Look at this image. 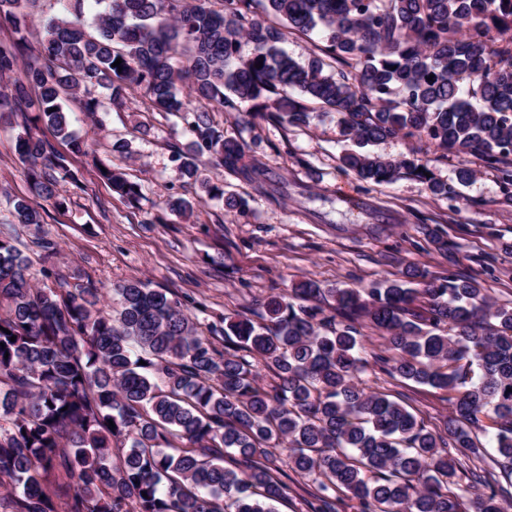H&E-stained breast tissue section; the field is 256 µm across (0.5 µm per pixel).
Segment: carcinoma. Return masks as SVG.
Listing matches in <instances>:
<instances>
[{"label":"carcinoma","instance_id":"cac0c4a2","mask_svg":"<svg viewBox=\"0 0 512 512\" xmlns=\"http://www.w3.org/2000/svg\"><path fill=\"white\" fill-rule=\"evenodd\" d=\"M57 2L22 76L11 78L21 43L0 41V119L33 112L76 154L92 148L71 130L62 95L108 90L86 102L102 127L131 84L191 136L190 152L172 155L182 177L198 180L205 155L269 193L267 169L188 106L186 83L199 100L285 128L309 124L305 101L327 106L352 144L343 170L365 182L409 175L457 201L456 185L473 178L462 168L448 183L414 151L368 149L389 139L490 164L512 155V0H94L90 22L87 0ZM37 3L0 0V17L18 31ZM294 33L319 37L305 63L281 47ZM16 152L35 192L54 196L51 145L27 130ZM98 176L138 201L124 174ZM14 212L43 223L22 200ZM54 277L56 287H35L27 257L0 237V512H273L282 463L313 478L311 512L346 499L355 512H512V308L478 281L450 268L365 288L301 282L266 302L267 324L224 318L221 351L166 290L127 280L107 313L91 281ZM325 295L328 315L308 304ZM361 323L383 332L380 348L365 351ZM254 360L273 383H259ZM370 371L448 392L445 428L372 390ZM491 429L494 455L478 438Z\"/></svg>","mask_w":512,"mask_h":512}]
</instances>
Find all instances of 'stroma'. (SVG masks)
<instances>
[{"label": "stroma", "mask_w": 512, "mask_h": 512, "mask_svg": "<svg viewBox=\"0 0 512 512\" xmlns=\"http://www.w3.org/2000/svg\"><path fill=\"white\" fill-rule=\"evenodd\" d=\"M85 101V94H70L64 105L77 135L93 142L94 158L72 153L45 124L32 128L51 141L59 161L51 198L30 187L15 150L19 126L0 124V237L11 238L31 260L39 286H52L54 278L45 271L34 230L13 216L19 199L43 215L42 229L58 247L55 270L107 291L142 279L176 296L206 334L237 313L258 318L270 297L288 295L305 280L323 288H360L401 277L409 268L438 278L447 274L452 257L457 271L512 307V201L498 171L476 156L427 152L442 180L454 181L460 168L475 170L456 205L412 177L375 184L345 173L341 156L348 144L336 113L320 104H312L310 122L301 128L250 121L212 105L213 124L248 143L275 190L256 192L202 157L201 178L223 186L225 194L203 202L199 185L184 183L171 160L173 148L189 145L175 116L156 111L144 90L132 87L126 109L109 112L97 130ZM97 160L139 184L138 207L99 179ZM230 196L243 198L245 208H228L224 200ZM177 197L194 201L193 212H171L168 203ZM442 239L448 242L444 251ZM368 383L392 394L429 428L441 426L448 414L441 390L382 373Z\"/></svg>", "instance_id": "stroma-1"}]
</instances>
